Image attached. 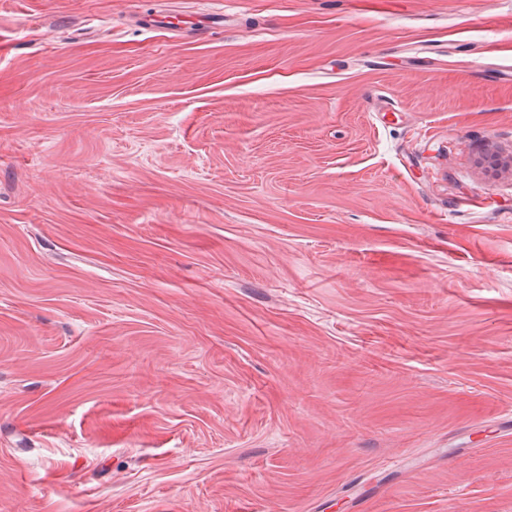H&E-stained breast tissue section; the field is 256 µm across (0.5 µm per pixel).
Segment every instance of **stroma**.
<instances>
[{
  "label": "stroma",
  "mask_w": 512,
  "mask_h": 512,
  "mask_svg": "<svg viewBox=\"0 0 512 512\" xmlns=\"http://www.w3.org/2000/svg\"><path fill=\"white\" fill-rule=\"evenodd\" d=\"M488 151L512 0H0V512H512Z\"/></svg>",
  "instance_id": "1"
}]
</instances>
